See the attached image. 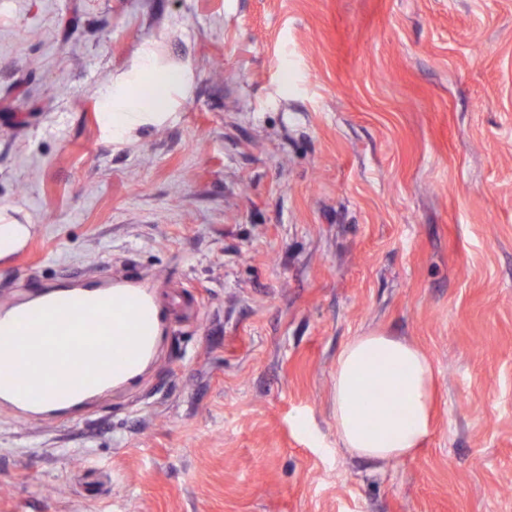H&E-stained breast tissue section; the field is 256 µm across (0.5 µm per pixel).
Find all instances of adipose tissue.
<instances>
[{"label": "adipose tissue", "instance_id": "ef3b65f1", "mask_svg": "<svg viewBox=\"0 0 512 512\" xmlns=\"http://www.w3.org/2000/svg\"><path fill=\"white\" fill-rule=\"evenodd\" d=\"M177 80L158 76L146 87L138 108L112 97L104 120L120 139L167 115L168 99ZM393 404L381 405V390ZM336 436L357 456L388 461L415 453L431 432L434 380L423 352L407 340L366 334L351 339L339 352L333 375Z\"/></svg>", "mask_w": 512, "mask_h": 512}]
</instances>
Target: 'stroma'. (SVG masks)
<instances>
[{"label": "stroma", "mask_w": 512, "mask_h": 512, "mask_svg": "<svg viewBox=\"0 0 512 512\" xmlns=\"http://www.w3.org/2000/svg\"><path fill=\"white\" fill-rule=\"evenodd\" d=\"M182 82L123 141L104 94ZM0 312L140 281L132 384L0 403V512H512V0H0ZM407 339L413 456L342 448L336 357ZM28 224H0V260L9 258L28 235Z\"/></svg>", "instance_id": "obj_1"}]
</instances>
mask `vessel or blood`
I'll use <instances>...</instances> for the list:
<instances>
[{
	"mask_svg": "<svg viewBox=\"0 0 512 512\" xmlns=\"http://www.w3.org/2000/svg\"><path fill=\"white\" fill-rule=\"evenodd\" d=\"M150 338L144 292L120 301L61 291L0 315V395L18 404L32 394L61 401L98 392L112 371L116 339Z\"/></svg>",
	"mask_w": 512,
	"mask_h": 512,
	"instance_id": "1",
	"label": "vessel or blood"
}]
</instances>
